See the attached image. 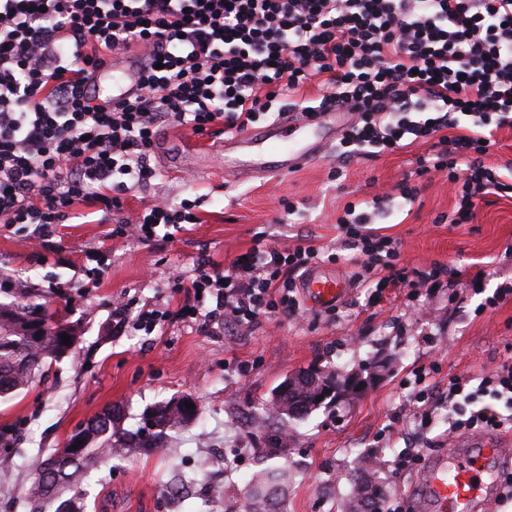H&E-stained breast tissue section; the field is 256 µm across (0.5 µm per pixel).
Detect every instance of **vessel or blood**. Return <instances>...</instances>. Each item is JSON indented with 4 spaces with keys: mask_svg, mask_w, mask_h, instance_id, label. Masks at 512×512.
<instances>
[{
    "mask_svg": "<svg viewBox=\"0 0 512 512\" xmlns=\"http://www.w3.org/2000/svg\"><path fill=\"white\" fill-rule=\"evenodd\" d=\"M140 65L137 56L117 53L112 64L101 69L94 81L97 90L113 93L137 92ZM344 113L329 110L316 117L295 121L300 139L287 138L286 121H276L259 130L235 133L215 143L225 172L246 176L281 175L318 158L335 138ZM308 305L324 308L344 299V281L336 276L312 272L304 279ZM504 461L497 438L478 436L462 447L428 461L423 468L418 494L404 500L405 512H475L478 504L495 498L498 474Z\"/></svg>",
    "mask_w": 512,
    "mask_h": 512,
    "instance_id": "vessel-or-blood-1",
    "label": "vessel or blood"
}]
</instances>
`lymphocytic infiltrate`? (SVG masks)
I'll return each mask as SVG.
<instances>
[{
    "label": "lymphocytic infiltrate",
    "instance_id": "f902f5d3",
    "mask_svg": "<svg viewBox=\"0 0 512 512\" xmlns=\"http://www.w3.org/2000/svg\"><path fill=\"white\" fill-rule=\"evenodd\" d=\"M118 49L137 52L141 81L116 103L87 83ZM313 83L324 92L316 107L300 96ZM282 101L302 117L346 105L355 120L339 150L349 159L431 143L416 175L443 172L455 185L437 221L470 223L486 197L512 198V171L485 161L495 133L512 127V0H0V224L46 240L88 209L109 220L157 178L162 127L240 132ZM384 204L350 201L336 220L357 278L433 291L439 270L401 266L399 240L371 228L370 210ZM198 221L189 200L154 201L125 216L122 234L170 242ZM324 254L255 235L228 266L201 261L169 277L175 307L116 301L113 329L293 316L296 278ZM448 406L452 433L501 429L512 361L476 383L449 376Z\"/></svg>",
    "mask_w": 512,
    "mask_h": 512
}]
</instances>
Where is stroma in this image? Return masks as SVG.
<instances>
[{
	"mask_svg": "<svg viewBox=\"0 0 512 512\" xmlns=\"http://www.w3.org/2000/svg\"><path fill=\"white\" fill-rule=\"evenodd\" d=\"M187 134L160 131L154 162L162 176L127 199L132 209L161 198L198 200V223L173 242L112 236V224L94 215L57 227L53 250L21 226H0V302L20 298L6 276L31 280L79 337L73 356L0 402V449L14 459L0 469V512H31L27 490L41 458L106 407L119 408L133 432L144 414L182 395L196 401L197 417L170 431L165 453L100 463L84 512H246L245 479L264 463L292 472L287 494L268 512H340L369 457L379 496L408 495L417 473L396 474L399 455L407 448L425 459L446 451L452 414L438 408L431 426L418 428L404 380L430 364L443 384L455 374H488L512 353V295L485 304L496 289L512 286V199L479 204L472 223L451 227L436 221L455 203L446 174L420 180L414 203L395 195L427 144L352 161L333 144L291 173L239 179L218 158L199 168L176 156ZM334 169L340 180L330 179ZM384 193L394 199L374 214V228L400 241L403 265L443 269L439 292L392 288L379 295L355 281L353 252L336 230L338 208ZM301 199L305 216L283 220L282 201ZM259 232L279 249L306 241L334 248L336 261L316 267L347 284L335 312L306 307L292 318L264 317L230 331L186 320L150 333L113 332V297L166 306L169 276L190 274L203 258L227 265ZM298 371L316 373L333 392L303 417L267 418L277 388ZM348 378L359 380L360 390L345 389Z\"/></svg>",
	"mask_w": 512,
	"mask_h": 512,
	"instance_id": "1",
	"label": "stroma"
}]
</instances>
